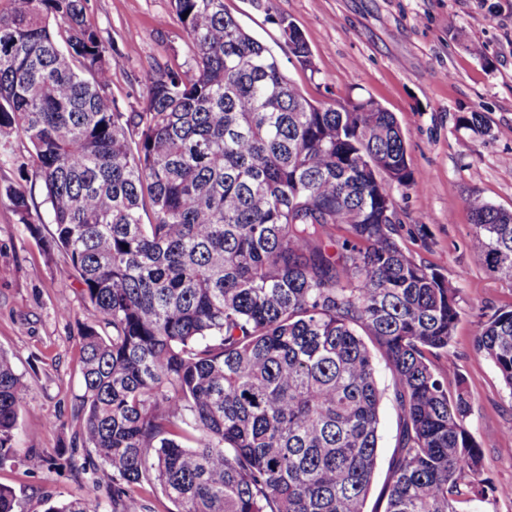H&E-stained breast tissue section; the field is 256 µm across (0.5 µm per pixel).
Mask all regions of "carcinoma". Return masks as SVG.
Listing matches in <instances>:
<instances>
[{
	"label": "carcinoma",
	"mask_w": 512,
	"mask_h": 512,
	"mask_svg": "<svg viewBox=\"0 0 512 512\" xmlns=\"http://www.w3.org/2000/svg\"><path fill=\"white\" fill-rule=\"evenodd\" d=\"M89 2L0 14V140L31 145L19 171L44 185L48 247L98 313L81 332L70 455L92 478L46 512H99L105 468L111 512H149L131 491L144 484L176 512H364L378 354L402 423L383 512H457L485 494L463 379L432 361L448 354L457 290L385 221L391 186H415L394 114L309 101L224 0H171L191 64L159 69L142 111L122 112V53ZM278 25L312 67L299 28ZM5 193L40 236L25 191ZM469 209L474 247L512 278V211L479 196ZM475 347L512 391V310L481 316ZM25 392L0 353V465ZM0 512H27L26 494L0 486Z\"/></svg>",
	"instance_id": "1"
}]
</instances>
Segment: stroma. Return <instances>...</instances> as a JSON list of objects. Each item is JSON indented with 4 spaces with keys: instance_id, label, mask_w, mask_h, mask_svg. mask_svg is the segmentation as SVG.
Returning <instances> with one entry per match:
<instances>
[{
    "instance_id": "obj_1",
    "label": "stroma",
    "mask_w": 512,
    "mask_h": 512,
    "mask_svg": "<svg viewBox=\"0 0 512 512\" xmlns=\"http://www.w3.org/2000/svg\"><path fill=\"white\" fill-rule=\"evenodd\" d=\"M224 9L271 49L309 100L371 98L399 120L415 186L392 190L400 218L393 237L458 291L449 357L469 396L467 425L490 488L457 508L512 512V499L497 494L512 486V435L503 432L512 424V395L474 343L480 314L512 309V279L489 271L473 248L468 206L479 196L512 210V0H224ZM281 17L303 32L312 69L292 57L277 25ZM90 19L124 54L111 85L121 111L142 109L156 66L183 69L191 60L170 0H90ZM470 112L482 114V131L460 125ZM31 160L21 137L0 143V351L27 383L14 458L0 466V485L24 490L28 512H46L51 503L86 493V475L60 451L71 445L69 422L82 387L79 330L97 316L63 255L44 251L2 193L19 187L31 208L47 213L41 182L19 174V164ZM63 303L70 309L65 317ZM399 432L388 394L365 512H379Z\"/></svg>"
}]
</instances>
